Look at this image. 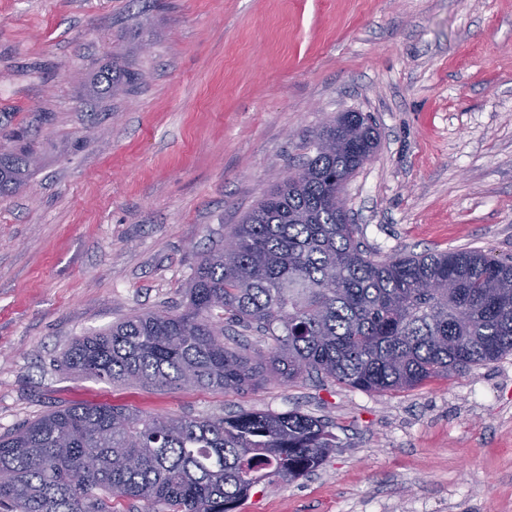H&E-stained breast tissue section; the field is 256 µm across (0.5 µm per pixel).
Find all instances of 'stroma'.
<instances>
[{
  "label": "stroma",
  "mask_w": 512,
  "mask_h": 512,
  "mask_svg": "<svg viewBox=\"0 0 512 512\" xmlns=\"http://www.w3.org/2000/svg\"><path fill=\"white\" fill-rule=\"evenodd\" d=\"M111 70L124 91L99 94ZM379 146L347 182L374 259L512 258V0H0V145L36 172L0 201V435L79 402L221 416L296 409L336 446L235 512H512V354L417 388L116 386L78 337L175 310L202 256L340 112Z\"/></svg>",
  "instance_id": "obj_1"
}]
</instances>
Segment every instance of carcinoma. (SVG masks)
<instances>
[{
  "instance_id": "cac0c4a2",
  "label": "carcinoma",
  "mask_w": 512,
  "mask_h": 512,
  "mask_svg": "<svg viewBox=\"0 0 512 512\" xmlns=\"http://www.w3.org/2000/svg\"><path fill=\"white\" fill-rule=\"evenodd\" d=\"M376 146L367 117L341 113L299 178L284 179L202 258L180 310L77 338L61 365L160 388L226 393L315 376L383 393L512 352L511 261L481 249L377 261L361 248L336 184ZM35 164L26 146L0 147L1 200L28 185ZM226 325L271 344L230 349ZM334 447L327 423L298 410L193 417L65 405L0 437V512H118L125 499L148 512H235L258 483L308 476Z\"/></svg>"
}]
</instances>
